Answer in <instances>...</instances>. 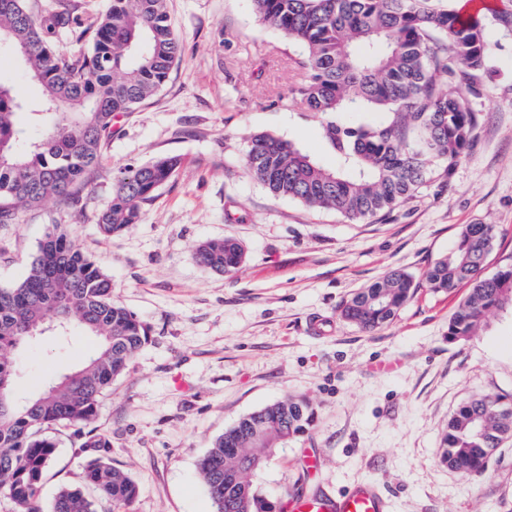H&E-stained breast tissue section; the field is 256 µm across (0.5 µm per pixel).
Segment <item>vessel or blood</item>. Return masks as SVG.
<instances>
[{
	"label": "vessel or blood",
	"mask_w": 512,
	"mask_h": 512,
	"mask_svg": "<svg viewBox=\"0 0 512 512\" xmlns=\"http://www.w3.org/2000/svg\"><path fill=\"white\" fill-rule=\"evenodd\" d=\"M284 512H387L388 503L379 488L362 483L339 494L320 491L285 497Z\"/></svg>",
	"instance_id": "b4317fda"
}]
</instances>
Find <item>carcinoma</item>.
Masks as SVG:
<instances>
[{"label":"carcinoma","instance_id":"obj_1","mask_svg":"<svg viewBox=\"0 0 512 512\" xmlns=\"http://www.w3.org/2000/svg\"><path fill=\"white\" fill-rule=\"evenodd\" d=\"M266 25L303 51L305 80L290 89L320 120L336 157L329 169L271 134L249 138L246 168L269 192L350 221L386 217L410 202L427 183L445 182L472 146L478 113L471 101L487 93L482 73L490 46L485 25L431 0H253ZM58 30L91 48L78 56L55 50ZM0 38L23 51L42 100L28 113L46 123L30 139L17 122L24 105L0 81V224L48 198L79 201L90 172L112 135L115 117L151 100L166 83L182 42L172 28L167 0H112L94 29H78L63 5L38 20L26 0H0ZM343 110L374 111L360 123L339 119ZM178 156L127 165L113 175L112 199L99 217L105 236L140 221L143 206L180 168ZM499 230L467 224L455 246L427 270L435 293L467 294L448 321V341L478 334L491 315L512 308V264L484 274ZM234 239H210L196 247L200 264L233 275L243 262ZM418 285L395 269L354 292L342 317L365 333L391 324L414 298ZM67 330L95 337L96 348L74 372L37 396L17 400L16 355L41 335L49 318ZM149 329L112 300V281L81 251L67 225L40 242L26 277L0 287V490L15 512H43L41 482L55 451L42 430L91 423L102 398L126 373ZM317 419L307 397L289 395L240 417L199 459L200 479L215 512H271L257 488L268 458L303 436ZM512 437V397L478 396L460 406L440 436V462L464 478L485 473L494 452ZM84 480L102 497L129 505L138 486L123 471L95 458ZM49 512H96L78 487L64 486Z\"/></svg>","mask_w":512,"mask_h":512}]
</instances>
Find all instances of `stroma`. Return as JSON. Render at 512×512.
<instances>
[{"instance_id": "obj_1", "label": "stroma", "mask_w": 512, "mask_h": 512, "mask_svg": "<svg viewBox=\"0 0 512 512\" xmlns=\"http://www.w3.org/2000/svg\"><path fill=\"white\" fill-rule=\"evenodd\" d=\"M489 2L497 14L487 28L489 90L472 102L476 138L450 183L420 188L391 216L352 223L272 195L245 168L247 140L258 133L336 165L319 123L290 96L306 76L300 48L260 21L253 0H169L181 56L153 99L115 119L78 204L50 200L0 224V287L21 281L45 235L69 224L111 277L114 301L150 329L99 409L95 427L108 447H83L71 426L48 429L57 448L43 504L80 485L97 512H113L83 483L87 462L101 456L139 487L126 512H215L200 457L238 418L296 395L314 402L318 419L271 455L260 482L273 505L297 485L335 493L372 481L389 512H512V441L474 480L439 461L441 432L461 404L512 396V311L452 343L448 319L464 289L440 295L423 286L467 224L501 230L486 273L512 263V0ZM0 80L26 104L42 97L5 47ZM166 155L182 165L140 222L100 236L114 172ZM224 237L245 253L231 276L195 257L199 243ZM393 269L420 289L391 325L365 333L340 318L356 289ZM94 347L79 330L48 328L18 355L16 396L33 397ZM306 453L320 461L314 471L300 465Z\"/></svg>"}]
</instances>
